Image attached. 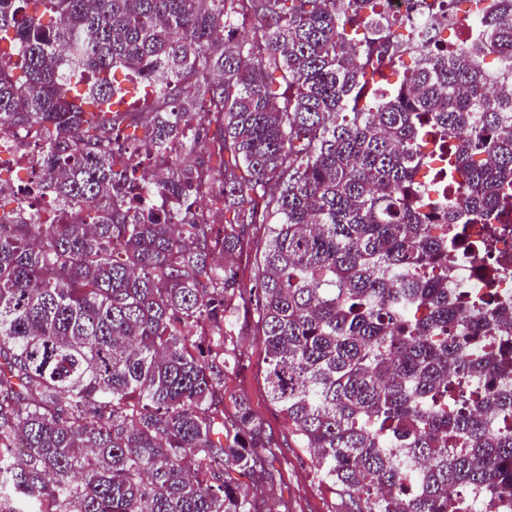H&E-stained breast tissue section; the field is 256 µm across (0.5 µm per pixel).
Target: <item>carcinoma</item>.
<instances>
[{
  "label": "carcinoma",
  "instance_id": "obj_1",
  "mask_svg": "<svg viewBox=\"0 0 512 512\" xmlns=\"http://www.w3.org/2000/svg\"><path fill=\"white\" fill-rule=\"evenodd\" d=\"M447 2L448 36L421 41L391 38L385 0H0V128H42L27 190L57 207L0 223V512H253L271 446L245 400L224 420L248 294L269 401L352 512L512 501V306L448 293L462 225L492 244L512 211V0ZM136 68L177 86L141 137L112 102ZM175 143L145 207L114 157ZM434 164L464 207L426 210ZM206 198L232 219L197 220ZM255 224L246 291L213 255Z\"/></svg>",
  "mask_w": 512,
  "mask_h": 512
}]
</instances>
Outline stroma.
<instances>
[{
  "label": "stroma",
  "instance_id": "35a3bbf8",
  "mask_svg": "<svg viewBox=\"0 0 512 512\" xmlns=\"http://www.w3.org/2000/svg\"><path fill=\"white\" fill-rule=\"evenodd\" d=\"M231 345L240 365L224 377V403L244 398L261 420L273 452L274 479L254 490L257 512H266L277 501L285 503L288 512H348L346 500L319 481L309 452L299 447L287 419L267 399L266 353L253 306L240 308Z\"/></svg>",
  "mask_w": 512,
  "mask_h": 512
}]
</instances>
